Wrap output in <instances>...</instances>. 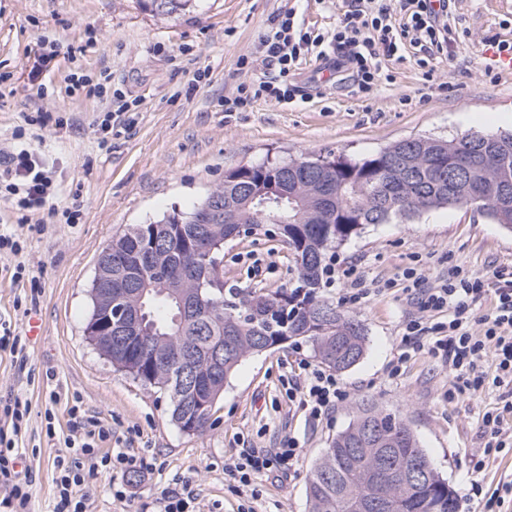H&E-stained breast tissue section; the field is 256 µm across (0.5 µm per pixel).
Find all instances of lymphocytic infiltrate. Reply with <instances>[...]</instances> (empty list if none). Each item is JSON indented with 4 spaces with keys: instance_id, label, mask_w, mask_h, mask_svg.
I'll list each match as a JSON object with an SVG mask.
<instances>
[{
    "instance_id": "obj_1",
    "label": "lymphocytic infiltrate",
    "mask_w": 512,
    "mask_h": 512,
    "mask_svg": "<svg viewBox=\"0 0 512 512\" xmlns=\"http://www.w3.org/2000/svg\"><path fill=\"white\" fill-rule=\"evenodd\" d=\"M451 4L452 0H343L342 13L327 36L306 26L298 6L282 8L269 19L251 60L260 77L240 85L237 96L225 100L224 105L232 112L261 96L292 108L307 103L309 88L299 83L297 76L303 62L310 60L336 73L339 82H351L353 95L369 102L376 98L382 83H393L395 76L387 66L403 62L406 49L419 67L423 83L436 85L440 61L452 58L453 46L460 38L448 24ZM49 119L45 112L27 116L24 126L15 130L12 145L0 148V161L5 164L0 170V196L20 211L42 213L38 223L24 221L0 228V256L10 258L14 280L28 281L34 300L41 292V282L28 258L29 238L50 233L58 221L73 224L79 220L78 211L55 207L60 189L54 172L31 144L36 129L47 128ZM403 278L404 291L415 301L420 316L405 326L399 361H406L411 352L427 350L447 367L452 397L476 395L489 384L501 388L500 407L481 419L488 437L484 456L501 453L512 445L506 437V426L512 421V278L500 272L487 278L458 269L432 288L424 287L415 270H406ZM489 297L494 303L483 309ZM489 354L495 361L490 371L484 366ZM303 371L301 380L289 381L288 394L298 397L311 420H322L345 400L346 391L329 371L309 364ZM31 411L30 401L18 395L0 406V414L11 423L9 429L0 428V481L10 486L9 494L0 499V512H27L32 497L31 480L20 479L17 471L18 441ZM70 413L78 417L80 432L64 438V450L54 460L52 512H89L87 488L98 473L107 469L143 471L150 464L119 448L100 454V443L112 438L111 425L80 414L75 406ZM299 453L290 438L272 450L245 448L225 463L224 474L236 482L241 494L253 500L258 496L255 477Z\"/></svg>"
}]
</instances>
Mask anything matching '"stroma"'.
I'll use <instances>...</instances> for the list:
<instances>
[{
  "label": "stroma",
  "instance_id": "stroma-1",
  "mask_svg": "<svg viewBox=\"0 0 512 512\" xmlns=\"http://www.w3.org/2000/svg\"><path fill=\"white\" fill-rule=\"evenodd\" d=\"M287 0H193L179 14L160 16L143 0H0V141H9L26 115L39 109L64 118L37 142L55 166L58 207L77 206L76 224L56 225L51 238L28 242L42 293L35 308L44 333L30 342L26 362L0 353V397L25 395L32 404L19 444L20 475L31 476L29 512H51L53 461L72 432L68 409L112 425V445L147 458L153 468L136 475L101 472L94 480L91 512H156L161 494L190 481L193 512H237L241 502L224 463L243 447L275 448L294 438L300 454L255 481L256 512H308L306 486L312 464L330 440L369 400L409 421L437 470L468 501L469 512H499L490 497L512 475V452L475 463L487 441L481 417L499 397L487 389L473 398L449 399L448 371L427 351L413 353L399 370L391 363L402 349L405 323L416 313L399 281L416 269L433 285L461 268L488 276L512 273V231L471 207L434 209L408 222L370 224L337 248V267L366 281L368 294L342 303L341 283L324 285V296L356 316L367 334L363 358L337 378L347 398L321 423L308 420L288 397L287 380L301 362H313L307 345L291 344L244 360L212 410L203 434L181 432L170 419L166 394L116 371L85 335L90 284L99 253L128 225L189 210L227 171L272 156L332 152L350 158L372 155L408 137L449 140L471 132L512 130V76H488L479 57L481 39L497 34L512 44V0H454L450 22L461 31L452 62L438 73L447 91L427 89L413 61L395 67L394 83L382 85L364 105L346 86L327 85L306 106L288 108L271 99L244 112H228L254 71L240 67L252 56L268 17ZM57 55L49 72L32 78L43 42ZM209 76L192 95L183 85L192 73ZM112 76L110 96L134 105L136 124L98 146L97 117L105 101L86 96L69 81L72 72ZM224 285L273 290L297 277L277 231L244 234L224 246ZM385 291H377L380 283ZM53 381H46V374ZM56 439L45 434L50 391ZM125 489V499L114 492Z\"/></svg>",
  "mask_w": 512,
  "mask_h": 512
}]
</instances>
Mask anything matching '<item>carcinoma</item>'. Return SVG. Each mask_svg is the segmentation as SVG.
<instances>
[{
    "label": "carcinoma",
    "mask_w": 512,
    "mask_h": 512,
    "mask_svg": "<svg viewBox=\"0 0 512 512\" xmlns=\"http://www.w3.org/2000/svg\"><path fill=\"white\" fill-rule=\"evenodd\" d=\"M190 2L149 0L148 6L156 14L172 15ZM460 148L474 165L472 182L450 184L444 165ZM502 178L512 182V133L506 132L470 133L448 141L404 139L361 160L302 155L230 170L190 211L174 209L149 224H132L98 255L95 276L114 275V289L126 284L115 278L119 269L109 267L111 257L123 259L125 275L154 282L144 298L116 296L119 304L142 310L149 334L124 349L112 345V366L168 393L172 420L187 434H202L209 426L210 411H198L197 398L214 405L234 370L252 354L303 341L321 364L344 372L363 357L366 332L359 320L320 294L328 253L369 224L446 208L450 195L455 205H470L512 229V205L501 207L495 198ZM256 195L270 201L268 210L253 201ZM269 224L278 226L297 265L296 285L267 292L224 290V243ZM154 241L152 260L142 268L141 254ZM174 349L190 366L195 394L180 387L179 368L164 362ZM380 415L397 439L390 465L427 469L423 483L391 488L403 498L401 512H457L456 491L432 466L412 426L368 403L311 466L309 512H360L373 487L388 485L390 473L378 450L362 446L368 423Z\"/></svg>",
    "instance_id": "cac0c4a2"
}]
</instances>
